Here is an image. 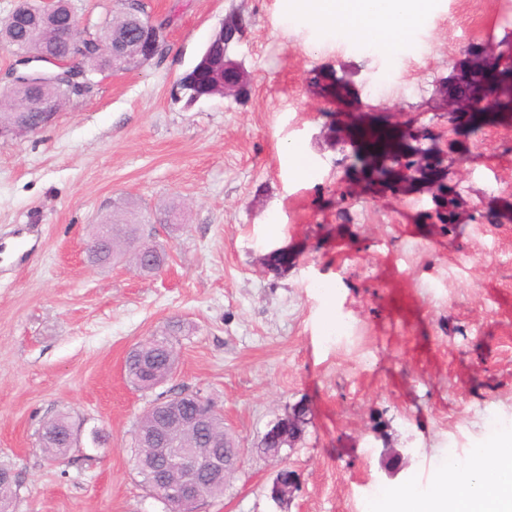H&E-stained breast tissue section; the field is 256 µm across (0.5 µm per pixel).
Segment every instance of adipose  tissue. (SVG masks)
Instances as JSON below:
<instances>
[{"label":"adipose tissue","instance_id":"obj_1","mask_svg":"<svg viewBox=\"0 0 512 512\" xmlns=\"http://www.w3.org/2000/svg\"><path fill=\"white\" fill-rule=\"evenodd\" d=\"M425 0H291L287 20L315 30L335 24L341 34L401 55ZM377 512H512V431L442 463L431 492L391 488Z\"/></svg>","mask_w":512,"mask_h":512}]
</instances>
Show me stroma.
<instances>
[{"label":"stroma","instance_id":"obj_1","mask_svg":"<svg viewBox=\"0 0 512 512\" xmlns=\"http://www.w3.org/2000/svg\"><path fill=\"white\" fill-rule=\"evenodd\" d=\"M289 0H144L171 17L162 60L96 76L55 122L0 140V467L19 481L14 512H166L130 458L138 416L202 390L246 454L223 496L197 512H361L371 488L434 475L449 451L489 442L512 422V123L472 137L453 182L459 224L415 222L428 194L348 187L353 148L331 142L325 109L431 110L438 84L475 44L512 40V0H429L399 60L375 46L286 22ZM244 19L248 100L194 105L173 87L230 15ZM345 64L351 93L312 82ZM311 156L297 177L280 152ZM143 211L175 201L183 229L142 227L167 254L145 278L94 267L83 251L112 203ZM296 253L285 275L263 256ZM176 373L150 390L128 382L129 351L170 324ZM312 419L285 458L257 445L298 402ZM82 443L52 461L38 432L58 412ZM296 486L269 496L281 469Z\"/></svg>","mask_w":512,"mask_h":512}]
</instances>
